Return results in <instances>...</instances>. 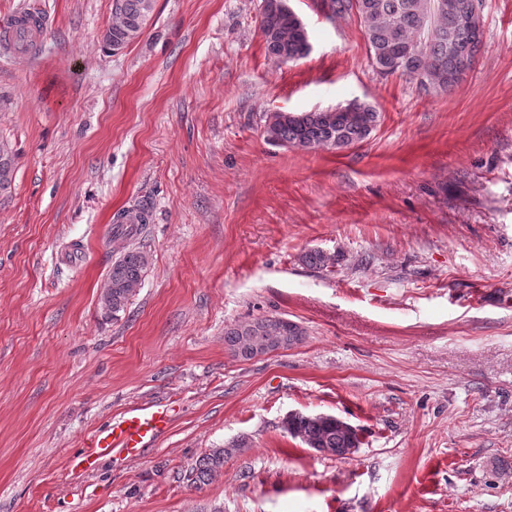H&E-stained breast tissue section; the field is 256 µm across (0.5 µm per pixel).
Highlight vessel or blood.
Segmentation results:
<instances>
[{
	"label": "vessel or blood",
	"mask_w": 512,
	"mask_h": 512,
	"mask_svg": "<svg viewBox=\"0 0 512 512\" xmlns=\"http://www.w3.org/2000/svg\"><path fill=\"white\" fill-rule=\"evenodd\" d=\"M170 423L166 406L155 405L127 412L121 420L97 429L89 435L83 450L72 456L73 469L88 471L97 461L119 449L130 456L141 455Z\"/></svg>",
	"instance_id": "obj_1"
}]
</instances>
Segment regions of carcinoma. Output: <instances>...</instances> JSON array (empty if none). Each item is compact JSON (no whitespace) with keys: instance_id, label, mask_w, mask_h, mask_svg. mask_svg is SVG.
I'll return each instance as SVG.
<instances>
[{"instance_id":"carcinoma-1","label":"carcinoma","mask_w":512,"mask_h":512,"mask_svg":"<svg viewBox=\"0 0 512 512\" xmlns=\"http://www.w3.org/2000/svg\"><path fill=\"white\" fill-rule=\"evenodd\" d=\"M482 0H328L336 16L356 11L364 30L370 58L382 75L399 73L426 91L448 92L469 71L478 53L472 34L463 18L468 4ZM126 11L112 10L113 36L131 43L143 31L153 9V0H126ZM260 30L266 52L283 61L308 55L305 24L286 5V0H261ZM380 115L372 106L361 104L310 112H270L265 114L264 140L277 146L317 152L341 151L367 139ZM127 211L117 214L116 233L131 236L146 224V212L138 220H126ZM148 265L147 255L138 248L126 250L109 273L111 288L103 297L105 308L117 315L142 285ZM304 330L288 328L276 317H258L224 330V343L237 358H252L253 344L265 339L284 341L285 348L302 342ZM291 436L310 449L344 458L347 449L357 448L336 422L299 418ZM224 467V449L212 448L196 459L184 475L200 488Z\"/></svg>"}]
</instances>
